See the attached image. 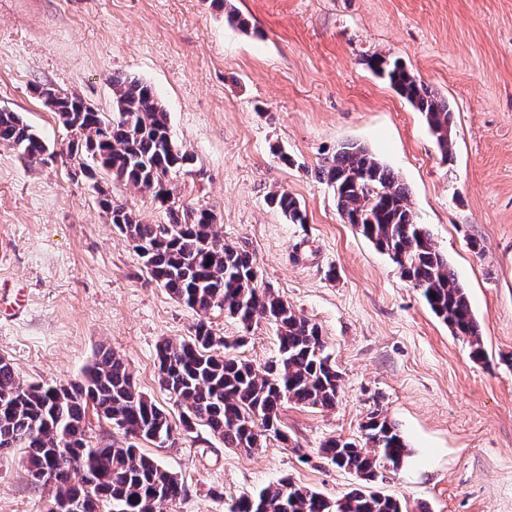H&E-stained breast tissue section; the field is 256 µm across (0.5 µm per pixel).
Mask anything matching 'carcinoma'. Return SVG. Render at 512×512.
<instances>
[{"mask_svg": "<svg viewBox=\"0 0 512 512\" xmlns=\"http://www.w3.org/2000/svg\"><path fill=\"white\" fill-rule=\"evenodd\" d=\"M368 65L424 115L442 159H450L454 114L448 100L396 59L373 56ZM51 110L82 135L83 145L67 147L69 157L94 149L97 166L148 192L166 212L168 223L146 224L112 195L105 192L101 200L113 227L133 249L145 250L139 257L152 280L199 316L193 336L163 338L155 347L159 386L183 408L182 432L203 426L224 447L245 452L270 438L290 447L279 428L282 405L334 407L340 374L319 327L272 289L258 286L253 256L224 243L214 230L212 211L168 202L171 178L192 167L194 156L174 142L153 88L115 75L112 114L59 93ZM0 143L32 159L43 151L42 136L14 112L0 111ZM318 179L333 190L339 215L388 254L450 333L468 343L473 357H482L479 323L465 290L418 222L395 172L352 142L318 169ZM270 204L288 223L306 222L305 211L288 192L273 193ZM217 309L238 322L244 335L231 341L213 335L207 315ZM261 319L275 328L276 360L256 366L230 355ZM90 408L123 430L128 441H93ZM174 431L169 414L137 387L128 363L110 349L100 348L82 376L67 383L24 384L0 357V455L25 449L30 476L52 488L53 504L80 499V512H150V498L157 493L167 503L181 500L186 487L178 475L137 446L139 440L167 439ZM362 431L363 446L330 437L317 448L320 460L357 477V485L342 496L331 499L283 477L238 497L229 512H407L400 500L375 490L380 469L397 468L408 456L405 438L378 410Z\"/></svg>", "mask_w": 512, "mask_h": 512, "instance_id": "1", "label": "carcinoma"}]
</instances>
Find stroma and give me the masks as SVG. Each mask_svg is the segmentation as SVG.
Returning a JSON list of instances; mask_svg holds the SVG:
<instances>
[{
	"label": "stroma",
	"instance_id": "stroma-1",
	"mask_svg": "<svg viewBox=\"0 0 512 512\" xmlns=\"http://www.w3.org/2000/svg\"><path fill=\"white\" fill-rule=\"evenodd\" d=\"M231 3L248 31L230 26L215 0H0V110L60 152L30 163L0 144V356L23 381L64 382L111 348L140 390L180 418L158 385L155 346L192 336L198 316L152 281L98 192L147 223L167 217L107 171L85 178L65 154L70 132L36 93L51 88L108 113L113 76L136 79L152 86L174 141L195 158L173 179L176 198L210 209L225 243L253 256L262 287L318 325L342 377L334 408L282 407L295 448L271 439L246 453L201 427L172 446L145 444L187 490L161 512H225L284 476L338 497L355 476L313 454L329 437L361 441L376 409L411 450L382 469L377 490L409 512H512V0ZM374 55L400 60L447 99L451 160L369 67ZM348 142L407 186L467 292L483 360L342 222L317 170ZM273 190L296 197L307 223L271 207ZM235 354L258 366L276 359L274 329L254 324ZM50 496L23 450L0 455V512H45Z\"/></svg>",
	"mask_w": 512,
	"mask_h": 512
}]
</instances>
